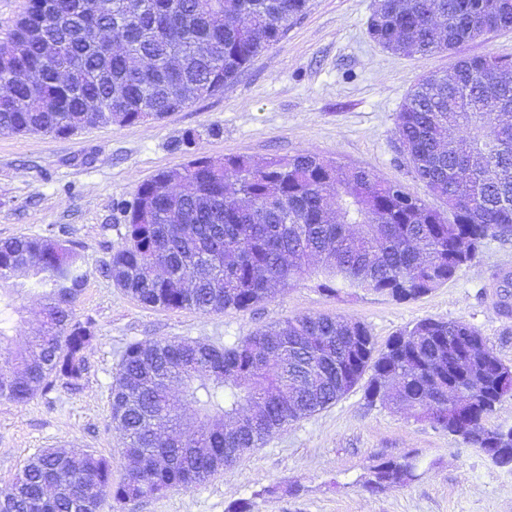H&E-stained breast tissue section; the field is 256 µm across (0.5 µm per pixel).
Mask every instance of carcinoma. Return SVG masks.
I'll use <instances>...</instances> for the list:
<instances>
[{"label":"carcinoma","instance_id":"obj_1","mask_svg":"<svg viewBox=\"0 0 512 512\" xmlns=\"http://www.w3.org/2000/svg\"><path fill=\"white\" fill-rule=\"evenodd\" d=\"M309 0H45L11 38L26 39L33 84L0 98V133L69 136L86 126L84 104H112L120 124L159 119L176 98L186 108L234 80L277 44ZM512 29V0H380L367 33L394 53L451 51ZM113 35L116 46L98 38ZM59 52L48 57L42 39ZM512 58L457 60L421 79L396 116L399 151L431 206L398 183L312 151L258 165L244 155L195 158L141 184L123 242L103 270L141 304L203 313L245 310L304 277L328 292L347 289L414 300L453 280L491 235L512 237ZM52 96L58 111L36 104ZM465 131L452 137L448 129ZM19 272L41 290V333L14 347L0 326V398L25 403L53 380L78 384L87 372L90 321L74 308L87 278L84 257L51 237L0 241V286ZM374 393L429 419L468 448L508 449L487 417L512 396V366L465 320L416 322L378 350L369 328L325 314L288 318L231 345L145 339L129 344L110 397L136 466L118 482L92 451L44 449L21 483L0 487V512H101L207 482L226 448H256L285 426L338 400L366 373ZM182 382L204 426L182 427ZM416 460L370 467L380 490L417 477Z\"/></svg>","mask_w":512,"mask_h":512}]
</instances>
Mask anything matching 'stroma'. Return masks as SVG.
<instances>
[{"label":"stroma","instance_id":"35a3bbf8","mask_svg":"<svg viewBox=\"0 0 512 512\" xmlns=\"http://www.w3.org/2000/svg\"><path fill=\"white\" fill-rule=\"evenodd\" d=\"M374 0H310L286 36L258 55L223 91L158 120L99 125L77 135L0 133V240L56 236L87 261L75 306L95 338L79 386L55 381L28 403L0 399V486L46 448L87 449L112 460L121 480L130 463L109 399L126 346L149 338L229 345L288 318L331 314L365 323L377 347L424 318L464 320L512 365V317L500 314L502 278L512 275V238L485 240L476 259L444 286L409 302L323 291L305 278L248 310L204 314L140 304L105 277L121 243L125 210L138 186L197 156L247 155L262 162L310 150L425 187L398 150L396 116L423 76L445 74L463 56L512 58V30L431 55H397L373 42ZM193 135L189 151L175 143ZM358 383L330 406L284 427L205 484L128 503L122 512H512V467L501 468L459 438L382 404ZM414 456L420 477L368 491L376 460Z\"/></svg>","mask_w":512,"mask_h":512}]
</instances>
